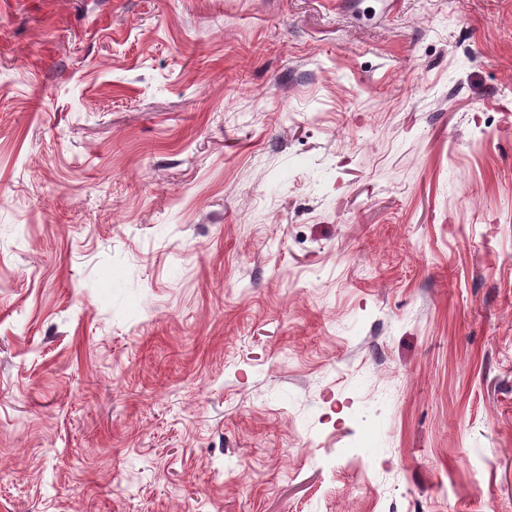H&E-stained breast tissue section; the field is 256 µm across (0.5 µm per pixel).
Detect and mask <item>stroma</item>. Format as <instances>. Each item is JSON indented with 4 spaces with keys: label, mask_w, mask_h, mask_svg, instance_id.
<instances>
[{
    "label": "stroma",
    "mask_w": 512,
    "mask_h": 512,
    "mask_svg": "<svg viewBox=\"0 0 512 512\" xmlns=\"http://www.w3.org/2000/svg\"><path fill=\"white\" fill-rule=\"evenodd\" d=\"M0 512H512V0H0Z\"/></svg>",
    "instance_id": "1"
}]
</instances>
